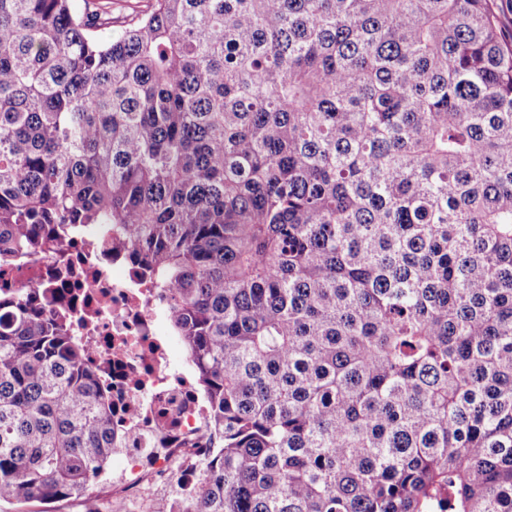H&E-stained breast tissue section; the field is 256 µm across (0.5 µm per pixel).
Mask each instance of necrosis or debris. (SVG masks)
Wrapping results in <instances>:
<instances>
[{"label":"necrosis or debris","instance_id":"4bbe7bcc","mask_svg":"<svg viewBox=\"0 0 512 512\" xmlns=\"http://www.w3.org/2000/svg\"><path fill=\"white\" fill-rule=\"evenodd\" d=\"M42 289L51 315L69 316L92 366L112 391L114 432L126 464L113 475L112 512L174 483L167 512H187L207 479L208 409L194 374L173 366L158 326L159 299L96 231L0 267V292Z\"/></svg>","mask_w":512,"mask_h":512}]
</instances>
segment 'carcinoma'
<instances>
[{
    "label": "carcinoma",
    "instance_id": "obj_1",
    "mask_svg": "<svg viewBox=\"0 0 512 512\" xmlns=\"http://www.w3.org/2000/svg\"><path fill=\"white\" fill-rule=\"evenodd\" d=\"M124 2L0 0V266L96 228L161 290L190 512H512L492 0ZM116 448L70 321L0 297V502L91 499Z\"/></svg>",
    "mask_w": 512,
    "mask_h": 512
}]
</instances>
